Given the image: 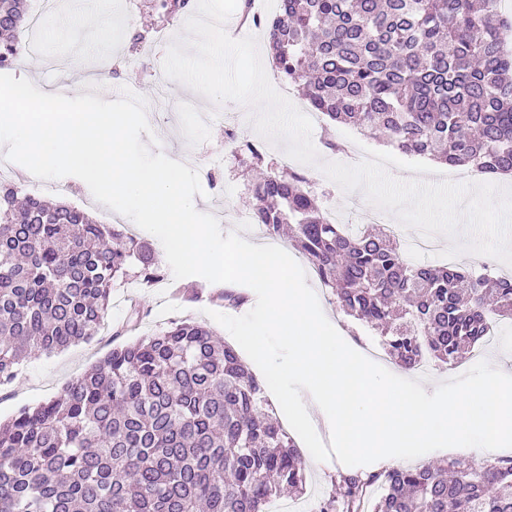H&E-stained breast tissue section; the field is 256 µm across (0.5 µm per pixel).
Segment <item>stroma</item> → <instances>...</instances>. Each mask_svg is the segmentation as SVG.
Returning <instances> with one entry per match:
<instances>
[{"instance_id":"obj_1","label":"stroma","mask_w":512,"mask_h":512,"mask_svg":"<svg viewBox=\"0 0 512 512\" xmlns=\"http://www.w3.org/2000/svg\"><path fill=\"white\" fill-rule=\"evenodd\" d=\"M134 11H126L125 0H87L83 9H75L73 0H61L59 12L48 17L41 33V52L32 57L29 69L38 84L53 87L64 79H80L82 74L99 75L103 96L117 99L122 88H129L147 103L149 124L162 121L165 106L185 100V84L169 79L158 81L170 42L182 36V25H169L167 18L158 16L148 6V0H136ZM145 37L163 36L164 42L154 57L136 56L130 41L134 33ZM132 57L133 63L125 75L114 78L99 72L103 59L120 54ZM253 108L236 102H198L185 121L173 124L166 137L160 138L158 149L171 156L188 152V163L198 170L205 197L203 212L214 215L223 230H238L233 220L236 213L248 212L254 201L248 185L255 172L282 173V146L270 144L254 129ZM237 119V154H230L224 139V119ZM333 136L338 151L324 147L325 136ZM312 141L320 161L338 162L343 156L357 155L360 148L380 150L381 144L350 125L333 124L331 129L314 126ZM161 278L152 286L136 281L116 285L111 293L109 314L97 336L50 355H34L26 359L11 384L0 386V419L9 418L26 405H36L55 397L63 385L81 377L118 344L126 343L115 328L127 317L131 306H138L143 319L138 336H150L181 319L206 321L207 311L230 316L237 310L208 297L195 300L175 298L174 286L190 287L196 277L174 279L167 261L159 263ZM307 282L315 292L321 309L351 348L362 343H378L374 330L346 315L337 305L329 288L320 283L311 265H304ZM306 487L298 495V503L316 507L332 489L331 480L345 466L337 459L318 462L306 457Z\"/></svg>"}]
</instances>
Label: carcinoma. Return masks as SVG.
Listing matches in <instances>:
<instances>
[{
	"label": "carcinoma",
	"mask_w": 512,
	"mask_h": 512,
	"mask_svg": "<svg viewBox=\"0 0 512 512\" xmlns=\"http://www.w3.org/2000/svg\"><path fill=\"white\" fill-rule=\"evenodd\" d=\"M26 0H0V68L23 50ZM496 0H280L275 66L311 108L398 151L512 173V54ZM256 223L292 238L343 311L400 368L450 366L512 319V279L416 267L385 233L327 222L296 172L253 186ZM151 243L0 183V385L31 355L88 342L114 284L156 282ZM318 512H512V461L339 473ZM305 460L236 349L179 321L112 348L47 402L0 422V512H272Z\"/></svg>",
	"instance_id": "carcinoma-1"
}]
</instances>
